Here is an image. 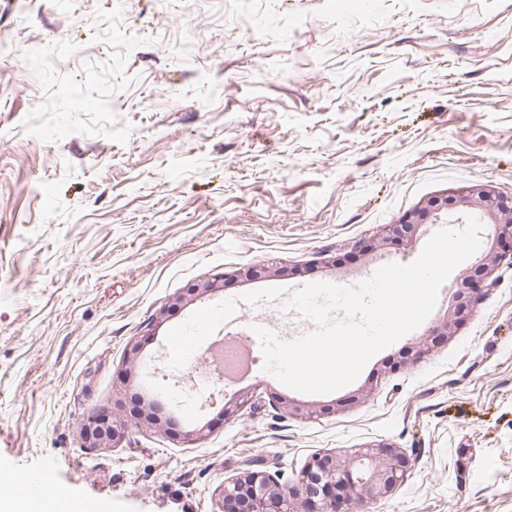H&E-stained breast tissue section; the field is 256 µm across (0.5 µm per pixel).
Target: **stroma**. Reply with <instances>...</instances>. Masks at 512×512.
Wrapping results in <instances>:
<instances>
[{
    "mask_svg": "<svg viewBox=\"0 0 512 512\" xmlns=\"http://www.w3.org/2000/svg\"><path fill=\"white\" fill-rule=\"evenodd\" d=\"M474 184L512 196V0H0V467L99 512H220L228 476L390 445L406 477L368 512H512L511 265L431 356L390 370L414 330L313 421L263 371L205 405L175 350L228 299L306 334L292 289L417 259L422 235L355 244ZM270 261L288 276H237ZM99 409L116 445L84 439ZM222 281V283H221ZM224 288V281L222 280H212V281H204L198 284H193L190 288H187L185 292L179 294L173 299L172 305H181L187 304L190 301H193L196 297L201 295H211L215 294L219 291H222Z\"/></svg>",
    "mask_w": 512,
    "mask_h": 512,
    "instance_id": "stroma-1",
    "label": "stroma"
}]
</instances>
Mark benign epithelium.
<instances>
[{"mask_svg":"<svg viewBox=\"0 0 512 512\" xmlns=\"http://www.w3.org/2000/svg\"><path fill=\"white\" fill-rule=\"evenodd\" d=\"M477 211L484 223L492 226L491 243L477 258L473 272L460 279L448 308L430 331V337L410 347L403 363H414L430 353L434 337L452 336L474 312L481 289L492 286L493 271L505 259L512 260V252L499 249V242L512 240V203L505 201L495 190L483 184H474L452 195H435L405 214L395 224H385L373 238L359 243V248L374 253L394 242L413 239L420 235L423 225L439 224L450 213L464 214ZM287 271L282 266H249L239 270L246 280L282 277ZM219 280L192 285L173 299V304H186L201 295L221 291ZM282 404L288 415L310 420L322 410L303 402L286 399ZM125 423L112 418L102 410L85 425L89 445L101 448L121 436ZM406 460L393 447L365 448L349 459L336 455H319L309 461L297 483L282 487L279 477L267 470H247L224 479L222 491L223 512H364L367 504L394 493L404 482Z\"/></svg>","mask_w":512,"mask_h":512,"instance_id":"benign-epithelium-1","label":"benign epithelium"}]
</instances>
